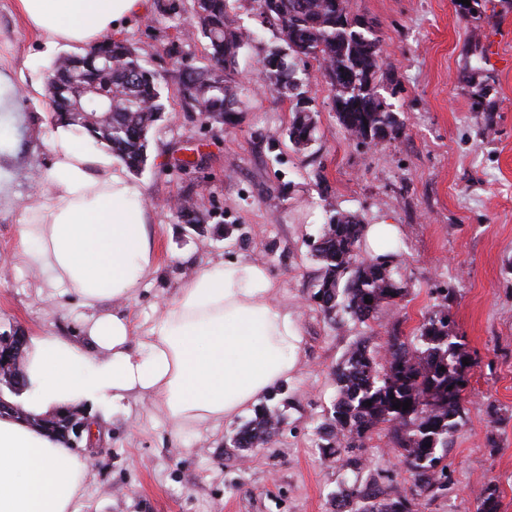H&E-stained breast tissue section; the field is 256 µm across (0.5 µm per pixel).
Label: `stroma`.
<instances>
[{
    "label": "stroma",
    "mask_w": 512,
    "mask_h": 512,
    "mask_svg": "<svg viewBox=\"0 0 512 512\" xmlns=\"http://www.w3.org/2000/svg\"><path fill=\"white\" fill-rule=\"evenodd\" d=\"M171 2L167 11L150 7L121 33L170 79L177 58L202 63L204 44L202 36L183 34L192 0ZM348 9L378 22L385 58L379 79L398 89L387 98L402 126L398 135L370 147L350 141L311 63L302 90L318 114V134L296 149L288 139L289 103L268 93L260 65L282 42L252 0H237L235 19L252 39L236 67V122L202 124L183 110L175 89L165 90L147 165L135 176L154 224L159 269L122 312L146 328L193 265L263 262L276 302L296 317L302 335L292 376L265 400L284 414L279 434L258 448H233L228 441L245 416L178 436L149 402L127 401L102 423L103 443L77 512H336L348 486L374 482L391 494L407 492L388 436L373 437L362 450L364 468L353 470L326 460L317 428L336 396L333 372L353 344L410 334L445 304L473 378L465 421L448 450L447 488L418 499L415 510L476 512L472 491L491 480L499 512H512V0L497 4L493 24L478 27L460 20L453 0H349ZM475 41L484 58L470 55ZM0 62L22 85L44 82L51 65L10 0H0ZM480 90L492 109L474 106ZM23 111L22 125L0 112V131L16 155V191L24 196L54 143L48 99L24 100ZM188 148L196 163L180 166ZM188 193L198 201V229L169 205ZM333 211L399 228L386 252L405 295L366 323L329 321L312 299L318 263L308 243ZM21 222L18 211L0 210V252L11 256L0 265V329L80 337L78 303L53 298L14 260Z\"/></svg>",
    "instance_id": "stroma-1"
}]
</instances>
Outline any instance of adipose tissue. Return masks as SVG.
Segmentation results:
<instances>
[{"instance_id":"obj_1","label":"adipose tissue","mask_w":512,"mask_h":512,"mask_svg":"<svg viewBox=\"0 0 512 512\" xmlns=\"http://www.w3.org/2000/svg\"><path fill=\"white\" fill-rule=\"evenodd\" d=\"M50 52L85 53L148 10L149 0H11ZM14 153L0 154V204L27 217L19 256L41 287L87 314L82 341L30 337L23 408L36 416L98 401L147 400L175 434L232 421L293 371L301 332L272 300L260 262L229 259L193 269L141 335L120 304L157 268L142 189L117 159L61 139L42 190L19 196ZM86 459L56 438L0 416V512H75Z\"/></svg>"}]
</instances>
